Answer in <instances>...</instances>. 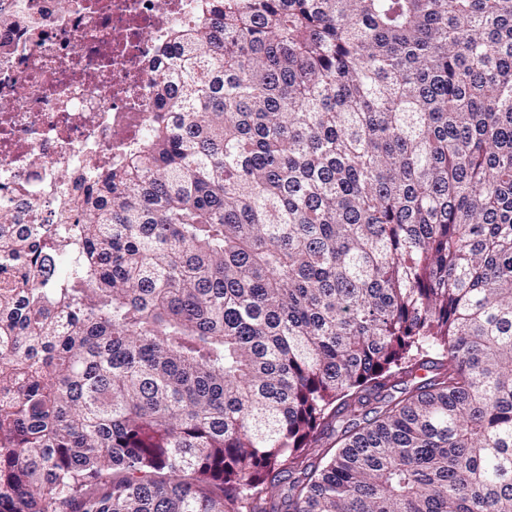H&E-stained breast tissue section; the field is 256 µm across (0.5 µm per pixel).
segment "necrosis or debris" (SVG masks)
<instances>
[{
	"mask_svg": "<svg viewBox=\"0 0 512 512\" xmlns=\"http://www.w3.org/2000/svg\"><path fill=\"white\" fill-rule=\"evenodd\" d=\"M0 28V212L60 224L71 175L117 160L153 113L158 48L196 0H7Z\"/></svg>",
	"mask_w": 512,
	"mask_h": 512,
	"instance_id": "obj_1",
	"label": "necrosis or debris"
}]
</instances>
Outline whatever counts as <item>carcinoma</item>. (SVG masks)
<instances>
[{
  "instance_id": "carcinoma-1",
  "label": "carcinoma",
  "mask_w": 512,
  "mask_h": 512,
  "mask_svg": "<svg viewBox=\"0 0 512 512\" xmlns=\"http://www.w3.org/2000/svg\"><path fill=\"white\" fill-rule=\"evenodd\" d=\"M197 8L0 213V512H512V0Z\"/></svg>"
}]
</instances>
